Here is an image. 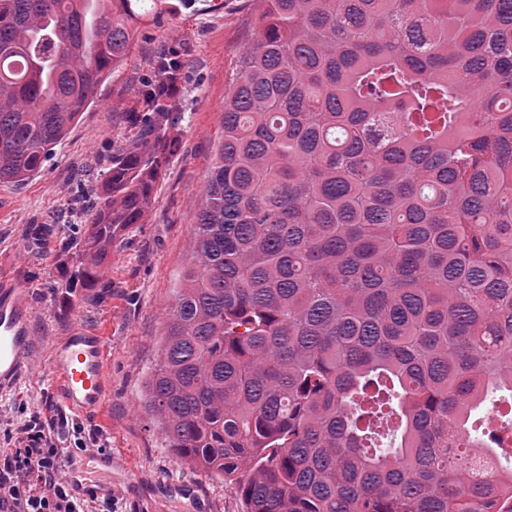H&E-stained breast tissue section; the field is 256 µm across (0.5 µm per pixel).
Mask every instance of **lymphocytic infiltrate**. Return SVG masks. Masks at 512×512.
Segmentation results:
<instances>
[{"mask_svg":"<svg viewBox=\"0 0 512 512\" xmlns=\"http://www.w3.org/2000/svg\"><path fill=\"white\" fill-rule=\"evenodd\" d=\"M0 439V512H115L112 494L70 478L82 456L98 446L97 434L36 411L6 424Z\"/></svg>","mask_w":512,"mask_h":512,"instance_id":"lymphocytic-infiltrate-1","label":"lymphocytic infiltrate"}]
</instances>
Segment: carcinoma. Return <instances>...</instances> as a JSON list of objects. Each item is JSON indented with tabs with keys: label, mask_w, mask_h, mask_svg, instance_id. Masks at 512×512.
Segmentation results:
<instances>
[{
	"label": "carcinoma",
	"mask_w": 512,
	"mask_h": 512,
	"mask_svg": "<svg viewBox=\"0 0 512 512\" xmlns=\"http://www.w3.org/2000/svg\"><path fill=\"white\" fill-rule=\"evenodd\" d=\"M146 0H0V184ZM144 408L244 512H512V0H256ZM174 52L85 211L97 287L176 139Z\"/></svg>",
	"instance_id": "obj_1"
}]
</instances>
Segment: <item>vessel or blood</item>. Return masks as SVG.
I'll list each match as a JSON object with an SVG mask.
<instances>
[{
    "mask_svg": "<svg viewBox=\"0 0 512 512\" xmlns=\"http://www.w3.org/2000/svg\"><path fill=\"white\" fill-rule=\"evenodd\" d=\"M31 318L25 289L0 284V390L11 387L22 372L31 349ZM109 360L106 338L95 329H75L54 343L51 365L68 408L103 411Z\"/></svg>",
    "mask_w": 512,
    "mask_h": 512,
    "instance_id": "1",
    "label": "vessel or blood"
}]
</instances>
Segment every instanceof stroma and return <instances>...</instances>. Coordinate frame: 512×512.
<instances>
[{
    "instance_id": "35a3bbf8",
    "label": "stroma",
    "mask_w": 512,
    "mask_h": 512,
    "mask_svg": "<svg viewBox=\"0 0 512 512\" xmlns=\"http://www.w3.org/2000/svg\"><path fill=\"white\" fill-rule=\"evenodd\" d=\"M255 18L253 0H156L136 21L128 58L99 84L94 104L80 113L42 171L19 184H0V282L25 288L34 338L23 374L0 392V421L20 418L25 408L58 413L63 403L49 359L52 343L78 325L103 330L112 356L108 402L103 413L71 417L104 440L112 469L92 468L87 477L111 482L124 512H243L235 485L176 462L142 400L218 144L224 90ZM162 51L177 52L184 63L179 109L168 129L178 150L143 223L113 245L100 287L64 302L60 285L73 266L58 245L73 222L66 203L77 187L99 186L113 151L132 140L128 114L153 81V61Z\"/></svg>"
}]
</instances>
